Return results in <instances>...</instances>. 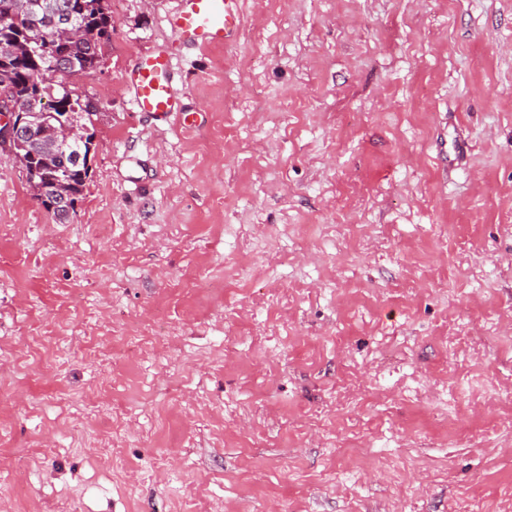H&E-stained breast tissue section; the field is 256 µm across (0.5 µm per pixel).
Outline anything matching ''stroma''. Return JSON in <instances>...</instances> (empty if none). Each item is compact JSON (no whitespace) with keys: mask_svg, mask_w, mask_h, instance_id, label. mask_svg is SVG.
<instances>
[{"mask_svg":"<svg viewBox=\"0 0 512 512\" xmlns=\"http://www.w3.org/2000/svg\"><path fill=\"white\" fill-rule=\"evenodd\" d=\"M241 5L190 127L122 82L176 0H109L67 223L0 146L7 512H512V0Z\"/></svg>","mask_w":512,"mask_h":512,"instance_id":"1","label":"stroma"}]
</instances>
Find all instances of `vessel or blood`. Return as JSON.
<instances>
[{
  "label": "vessel or blood",
  "mask_w": 512,
  "mask_h": 512,
  "mask_svg": "<svg viewBox=\"0 0 512 512\" xmlns=\"http://www.w3.org/2000/svg\"><path fill=\"white\" fill-rule=\"evenodd\" d=\"M185 47L204 51L234 41L241 27L239 0H177L169 15ZM174 55L157 51L137 56L123 75L136 111L166 116L181 112L175 87Z\"/></svg>",
  "instance_id": "b4317fda"
}]
</instances>
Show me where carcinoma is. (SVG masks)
I'll list each match as a JSON object with an SVG mask.
<instances>
[{
	"mask_svg": "<svg viewBox=\"0 0 512 512\" xmlns=\"http://www.w3.org/2000/svg\"><path fill=\"white\" fill-rule=\"evenodd\" d=\"M7 0H0V73L11 76L8 92L16 101L27 105L42 102V98L64 97V111L74 112L89 127L86 142L94 139L93 116L83 108L84 99L73 96L69 89L41 80L43 59L30 55L27 49L30 15L40 17L41 25L49 32H58L63 26L61 11L74 15L83 29V37L77 42L58 40L55 52L69 64L70 76L74 77L94 69L99 61L102 46L112 33V16L107 0H28L27 10L11 15L3 9ZM29 168L36 170L35 181L45 183L56 177L64 178L71 188V202L83 194L88 181L86 159H78L69 153L65 156L52 154L34 143L20 150Z\"/></svg>",
	"mask_w": 512,
	"mask_h": 512,
	"instance_id": "obj_1",
	"label": "carcinoma"
}]
</instances>
